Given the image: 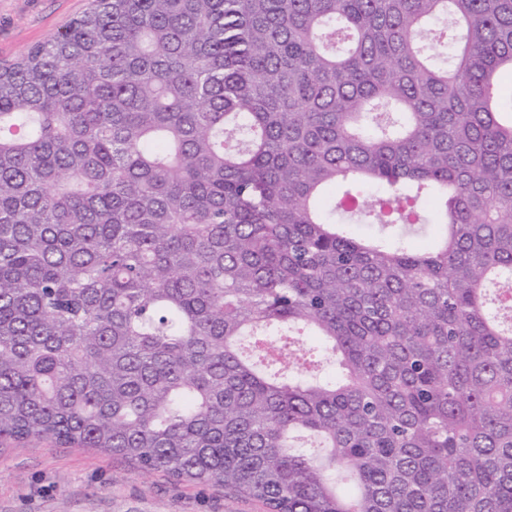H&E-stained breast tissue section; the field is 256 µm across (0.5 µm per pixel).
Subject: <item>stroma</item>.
I'll return each instance as SVG.
<instances>
[{
    "label": "stroma",
    "instance_id": "35a3bbf8",
    "mask_svg": "<svg viewBox=\"0 0 512 512\" xmlns=\"http://www.w3.org/2000/svg\"><path fill=\"white\" fill-rule=\"evenodd\" d=\"M90 0H0V65L80 16ZM0 512H263L214 485L142 475L127 461L34 439L0 442Z\"/></svg>",
    "mask_w": 512,
    "mask_h": 512
}]
</instances>
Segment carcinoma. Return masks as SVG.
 Listing matches in <instances>:
<instances>
[{
    "label": "carcinoma",
    "mask_w": 512,
    "mask_h": 512,
    "mask_svg": "<svg viewBox=\"0 0 512 512\" xmlns=\"http://www.w3.org/2000/svg\"><path fill=\"white\" fill-rule=\"evenodd\" d=\"M504 70L512 0H91L0 66V442L512 512Z\"/></svg>",
    "instance_id": "1"
}]
</instances>
